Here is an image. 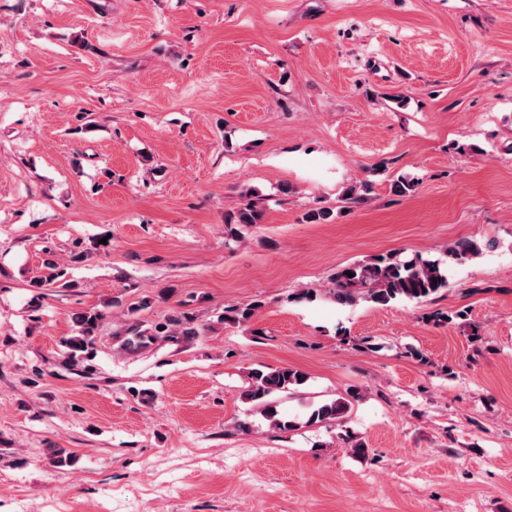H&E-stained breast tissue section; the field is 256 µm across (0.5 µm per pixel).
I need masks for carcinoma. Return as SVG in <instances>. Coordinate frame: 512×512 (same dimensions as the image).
Returning <instances> with one entry per match:
<instances>
[{"mask_svg": "<svg viewBox=\"0 0 512 512\" xmlns=\"http://www.w3.org/2000/svg\"><path fill=\"white\" fill-rule=\"evenodd\" d=\"M367 194L368 184L355 182L345 188L342 200L348 205H359L365 203ZM262 217V199L249 190L245 193V201L235 213L225 218L224 223L231 226L229 232L233 235L240 227L261 223ZM479 254V247L470 241H458L448 247V256L459 262L470 260ZM334 280L336 302L350 306L361 300L380 305L397 299L423 302L448 287V275L440 261L419 256L401 258L395 253L379 255L368 262L343 267L336 271ZM255 309L254 305L228 306L224 308V322L244 325L250 321ZM101 319L102 314L92 311L75 317L77 334L63 340L66 367L87 368L85 362L93 352L97 340L96 330ZM194 321V316L184 312L165 315L149 327L131 319L126 324L117 351L136 355L157 342L188 340L200 335ZM248 378L249 384L243 392V399L260 409L274 427L280 430L296 428L297 422L279 417L273 397L303 384L304 374L288 367L269 371L253 369ZM348 409L349 402L344 398L325 401L312 409L308 422L338 423L345 417Z\"/></svg>", "mask_w": 512, "mask_h": 512, "instance_id": "cac0c4a2", "label": "carcinoma"}]
</instances>
